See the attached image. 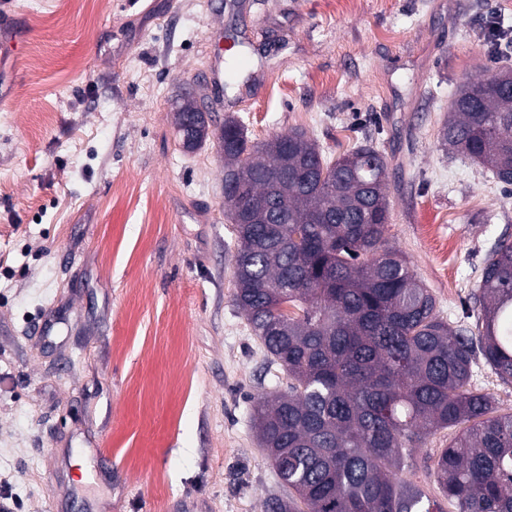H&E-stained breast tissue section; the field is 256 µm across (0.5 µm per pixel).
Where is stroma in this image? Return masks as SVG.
<instances>
[{"label": "stroma", "instance_id": "35a3bbf8", "mask_svg": "<svg viewBox=\"0 0 512 512\" xmlns=\"http://www.w3.org/2000/svg\"><path fill=\"white\" fill-rule=\"evenodd\" d=\"M512 0H0V491L19 512H265L287 496L252 416L288 377L234 304L216 140L180 147L175 99L252 142L303 130L385 155L391 246L450 326L512 194L447 152L456 89L512 59L482 35Z\"/></svg>", "mask_w": 512, "mask_h": 512}]
</instances>
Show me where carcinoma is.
Returning <instances> with one entry per match:
<instances>
[{
  "mask_svg": "<svg viewBox=\"0 0 512 512\" xmlns=\"http://www.w3.org/2000/svg\"><path fill=\"white\" fill-rule=\"evenodd\" d=\"M217 136L225 216L236 236L234 303L288 373L255 427L288 496L268 512H443L403 478L438 431L457 437L430 476L456 512H512V413L479 388L487 367L512 386V241L499 238L456 329L406 256L388 246V163L365 142L334 159L301 130L248 140L229 117ZM441 145L512 186V67L460 86Z\"/></svg>",
  "mask_w": 512,
  "mask_h": 512,
  "instance_id": "1",
  "label": "carcinoma"
}]
</instances>
